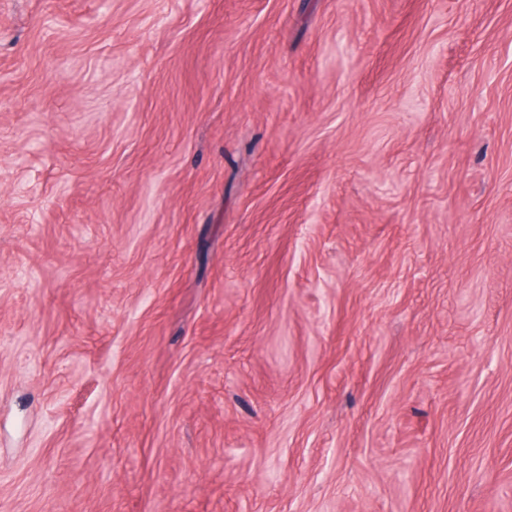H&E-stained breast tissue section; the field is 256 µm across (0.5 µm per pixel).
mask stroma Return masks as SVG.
<instances>
[{
    "instance_id": "1",
    "label": "stroma",
    "mask_w": 512,
    "mask_h": 512,
    "mask_svg": "<svg viewBox=\"0 0 512 512\" xmlns=\"http://www.w3.org/2000/svg\"><path fill=\"white\" fill-rule=\"evenodd\" d=\"M0 512H512V0H0Z\"/></svg>"
}]
</instances>
